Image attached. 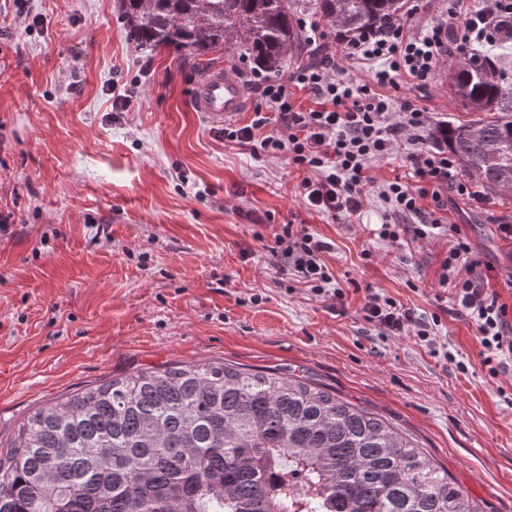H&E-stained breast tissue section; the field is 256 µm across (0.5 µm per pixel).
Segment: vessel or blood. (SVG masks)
<instances>
[{
	"label": "vessel or blood",
	"mask_w": 512,
	"mask_h": 512,
	"mask_svg": "<svg viewBox=\"0 0 512 512\" xmlns=\"http://www.w3.org/2000/svg\"><path fill=\"white\" fill-rule=\"evenodd\" d=\"M193 97L198 111L214 127L242 112L246 102L238 77L219 69L211 70L197 83Z\"/></svg>",
	"instance_id": "vessel-or-blood-1"
}]
</instances>
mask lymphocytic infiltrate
<instances>
[{"label": "lymphocytic infiltrate", "mask_w": 512, "mask_h": 512, "mask_svg": "<svg viewBox=\"0 0 512 512\" xmlns=\"http://www.w3.org/2000/svg\"><path fill=\"white\" fill-rule=\"evenodd\" d=\"M462 2L443 0L444 20L426 24L416 10H408L342 39L337 53L331 51L326 31L310 23L307 40L319 44L321 61L298 65L284 81L259 80L260 105L248 124L225 125L224 140L256 157L289 154L292 164L305 172L297 189L306 208L332 220L350 222L369 200L380 199L389 212L372 234L381 242L393 246L407 235L416 240L446 237L448 254L439 281L450 286L458 314L474 323L483 363L494 375L512 363V311L489 291L488 265L474 252L466 232L449 223L442 199L448 190L475 202L483 194L457 179L456 159L446 147L428 145V112L411 97L390 94L400 78L425 86L445 57L473 54L500 42L503 19H512V0H480L466 11ZM451 19L460 20L463 28L456 40L447 25ZM345 61L368 66L375 85L341 78ZM294 86L311 96L313 107L297 104L290 93ZM402 146L410 165L405 176L384 182L369 176L372 161L387 159ZM275 241L289 271L313 293L343 302L345 292L334 286L322 259L331 249L329 242L288 225ZM360 311L382 336L412 335L428 343L439 324L379 291L366 294Z\"/></svg>", "instance_id": "1"}]
</instances>
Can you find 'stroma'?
<instances>
[{
    "label": "stroma",
    "mask_w": 512,
    "mask_h": 512,
    "mask_svg": "<svg viewBox=\"0 0 512 512\" xmlns=\"http://www.w3.org/2000/svg\"><path fill=\"white\" fill-rule=\"evenodd\" d=\"M211 65L147 53L119 0H0V439L35 409L141 368L224 361L306 375L410 434L481 512H512V365L489 376L477 331L438 281L445 239L376 243L378 203L344 226L309 211L288 155L225 143L195 109ZM129 97L112 109L113 90ZM398 96L433 122L468 121L443 68ZM512 189L454 200L512 309ZM332 245L342 310L282 270L284 225ZM438 315L436 346L378 336L364 288ZM453 352L467 369L444 359Z\"/></svg>",
    "instance_id": "35a3bbf8"
}]
</instances>
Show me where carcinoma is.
<instances>
[{
	"label": "carcinoma",
	"instance_id": "carcinoma-1",
	"mask_svg": "<svg viewBox=\"0 0 512 512\" xmlns=\"http://www.w3.org/2000/svg\"><path fill=\"white\" fill-rule=\"evenodd\" d=\"M348 37L403 0H317ZM294 0H121L129 39L197 61L222 51L270 79ZM453 95L477 113L436 134L462 170L512 187V84L463 52ZM0 512H480L413 439L298 375L209 361L139 369L25 417L0 441Z\"/></svg>",
	"mask_w": 512,
	"mask_h": 512
}]
</instances>
